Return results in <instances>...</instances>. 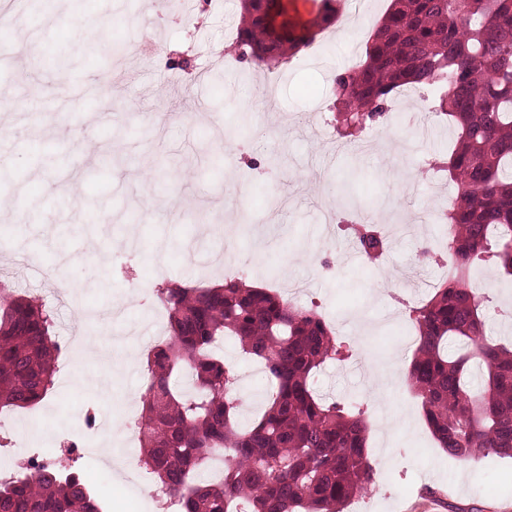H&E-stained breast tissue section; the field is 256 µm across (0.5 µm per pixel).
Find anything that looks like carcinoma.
I'll list each match as a JSON object with an SVG mask.
<instances>
[{"instance_id":"1","label":"carcinoma","mask_w":512,"mask_h":512,"mask_svg":"<svg viewBox=\"0 0 512 512\" xmlns=\"http://www.w3.org/2000/svg\"><path fill=\"white\" fill-rule=\"evenodd\" d=\"M340 3L321 0L319 16L301 22L282 19L281 0H241L238 59L279 67L313 40L311 28L328 29ZM332 81L336 130L345 137L388 118L389 99L406 87L429 90L431 108L455 126L456 144L440 166L456 188L440 216L453 265L426 302L408 308L417 342L408 378L449 455L511 456L512 349L485 334L488 315L472 277L484 264L512 283V0H390L364 59ZM350 230L365 258L385 251L377 225ZM156 294L170 337L147 356L138 428L144 464L177 512H344L365 493L374 479L366 411L313 387L322 367L350 358L352 347L317 310L241 279ZM55 326L40 299L0 289V409H27L53 386ZM226 336L260 362L269 385L262 413L244 427L238 377L216 350ZM217 448L234 461L205 479ZM75 452L0 477V512H105Z\"/></svg>"}]
</instances>
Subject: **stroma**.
<instances>
[{"mask_svg":"<svg viewBox=\"0 0 512 512\" xmlns=\"http://www.w3.org/2000/svg\"><path fill=\"white\" fill-rule=\"evenodd\" d=\"M360 24L317 35L290 64L266 75L240 62L228 69L217 46L232 47L239 0H0V58L28 51L25 66L0 69V98L39 102L54 123L27 113L0 114V272L12 288L43 296L58 338L80 333L85 352L60 351L57 385L38 407L35 447L27 411L0 431L9 455L55 451L59 437L77 433L83 410L112 413L117 399L140 400L152 336L166 315L140 304L103 328L99 309L127 300L138 281L213 286L208 236L246 268V283L278 289L300 279L299 307L317 305L335 335L356 344L346 362L326 364L314 388L336 401H355L370 419L368 459L375 482L357 503L361 512H512V458L477 461L449 456L431 435L412 395L413 349L399 345L404 301L426 298L444 271L425 263L424 249L439 241L433 198L451 192L445 175L427 162L451 151L456 133L436 116L426 136L415 135L411 114L364 130L342 143L326 122L298 121L314 101L330 107L334 69L357 64L389 0H364ZM104 23L106 41L79 34L84 23ZM120 56L106 55V45ZM358 171L354 203L322 220V188ZM399 171V182L388 171ZM81 186L65 192L69 179ZM243 180L249 196L228 185ZM379 213L391 234L376 263L352 255L340 222L365 210ZM32 246L37 260L14 267L13 246ZM68 254L69 286L52 289L51 271ZM389 362L395 388L378 392L366 359ZM107 512H162L120 475L99 486Z\"/></svg>","mask_w":512,"mask_h":512,"instance_id":"1","label":"stroma"}]
</instances>
